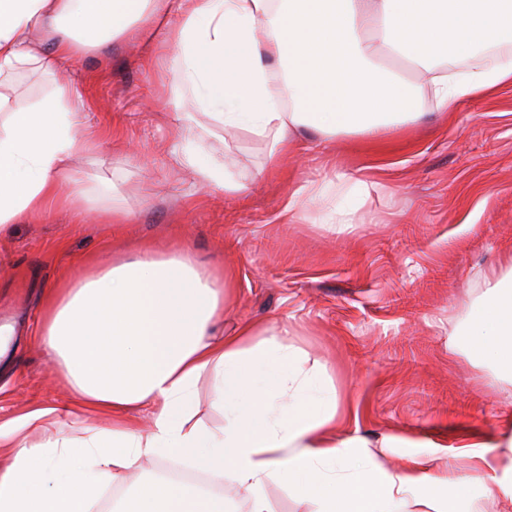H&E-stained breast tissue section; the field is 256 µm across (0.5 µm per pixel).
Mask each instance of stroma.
Returning <instances> with one entry per match:
<instances>
[{
	"label": "stroma",
	"mask_w": 512,
	"mask_h": 512,
	"mask_svg": "<svg viewBox=\"0 0 512 512\" xmlns=\"http://www.w3.org/2000/svg\"><path fill=\"white\" fill-rule=\"evenodd\" d=\"M163 39L131 29L64 74L84 109L66 187L100 207L119 190L132 218L78 224L56 208L0 235V324L15 328L0 359V422L70 402L35 335L43 295L151 244L187 247L201 272L230 280L224 329L288 326L290 343L327 366L338 434L405 440L389 464L458 454L472 430L501 432L512 385L472 359L465 330L512 255V85L451 114L424 104L417 124L382 144L303 136L277 173L265 170V139L225 133L185 101L202 126L201 162L225 158L248 178L227 198L180 162L175 50ZM338 173L368 184L349 232L330 231L309 205L281 220L289 190Z\"/></svg>",
	"instance_id": "stroma-1"
}]
</instances>
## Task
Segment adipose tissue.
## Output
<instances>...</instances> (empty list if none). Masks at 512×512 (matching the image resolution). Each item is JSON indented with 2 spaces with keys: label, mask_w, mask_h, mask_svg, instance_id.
I'll list each match as a JSON object with an SVG mask.
<instances>
[{
  "label": "adipose tissue",
  "mask_w": 512,
  "mask_h": 512,
  "mask_svg": "<svg viewBox=\"0 0 512 512\" xmlns=\"http://www.w3.org/2000/svg\"><path fill=\"white\" fill-rule=\"evenodd\" d=\"M180 22L167 33L177 101L192 98L225 130L269 143L277 169L297 137L360 134L381 139L423 115L422 93L441 112L512 84V0H0V232L47 206L115 223L128 212L120 193L97 209L64 191L62 176L81 128L80 92L56 85L39 102L18 106L4 85L27 72L55 74L134 24L161 15ZM400 59L421 84L382 65ZM199 181L227 195L247 188L223 163H196ZM363 183L336 174L288 196L284 216L319 205L329 229L347 231ZM223 280L202 274L189 253L146 250L98 267L45 297L40 342L64 369L72 416L112 414L108 429L72 436L41 407L0 423V512H91L102 492L123 485L142 460H188L221 471L244 492L248 512H271L277 484L311 512H448L454 482L414 458L392 467L387 449L336 435V387L325 366L289 343L245 323L217 335ZM480 360L496 363L512 384V269L491 282L467 326ZM214 381L213 429L195 422L197 384ZM148 409L141 434L125 411ZM502 449L492 461L489 449ZM466 456L470 479L486 495L512 503V432L476 436ZM139 512H230L224 496L153 478L135 492Z\"/></svg>",
  "instance_id": "obj_1"
}]
</instances>
